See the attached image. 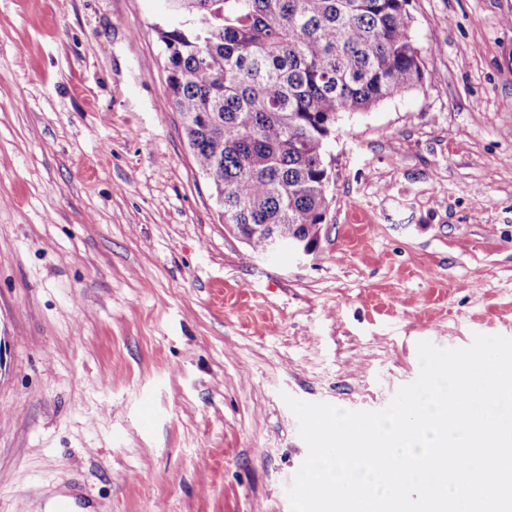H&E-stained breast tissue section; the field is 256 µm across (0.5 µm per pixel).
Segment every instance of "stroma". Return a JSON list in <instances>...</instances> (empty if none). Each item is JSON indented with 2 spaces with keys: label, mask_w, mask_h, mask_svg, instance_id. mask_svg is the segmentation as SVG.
<instances>
[{
  "label": "stroma",
  "mask_w": 512,
  "mask_h": 512,
  "mask_svg": "<svg viewBox=\"0 0 512 512\" xmlns=\"http://www.w3.org/2000/svg\"><path fill=\"white\" fill-rule=\"evenodd\" d=\"M315 253L245 261L166 96V0H0V512H291L282 393L379 410L512 338V0H412Z\"/></svg>",
  "instance_id": "obj_1"
}]
</instances>
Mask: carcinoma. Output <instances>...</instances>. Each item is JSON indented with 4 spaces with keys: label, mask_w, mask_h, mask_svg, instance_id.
I'll list each match as a JSON object with an SVG mask.
<instances>
[{
    "label": "carcinoma",
    "mask_w": 512,
    "mask_h": 512,
    "mask_svg": "<svg viewBox=\"0 0 512 512\" xmlns=\"http://www.w3.org/2000/svg\"><path fill=\"white\" fill-rule=\"evenodd\" d=\"M411 0H170L166 94L221 217L315 246L331 205L325 145L344 112L422 82Z\"/></svg>",
    "instance_id": "cac0c4a2"
}]
</instances>
